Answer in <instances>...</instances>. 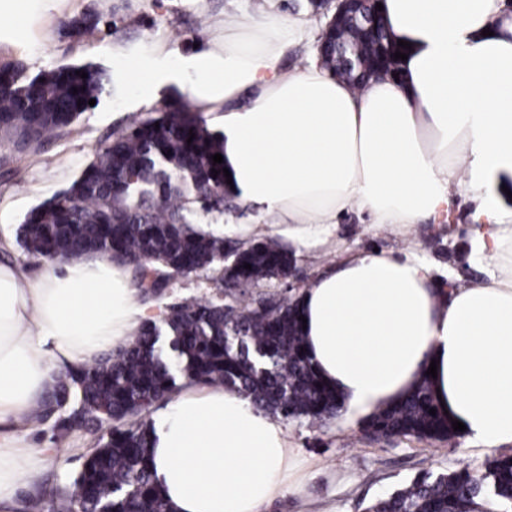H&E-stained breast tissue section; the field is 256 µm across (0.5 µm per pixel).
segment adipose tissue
Instances as JSON below:
<instances>
[{
  "mask_svg": "<svg viewBox=\"0 0 512 512\" xmlns=\"http://www.w3.org/2000/svg\"><path fill=\"white\" fill-rule=\"evenodd\" d=\"M47 0H0V47L19 46ZM392 39L409 42L399 78L361 92L308 61L279 60L310 21L271 11L224 22V35L175 57L133 51L134 108L186 83L222 126L233 193L272 217L300 249L333 241L344 211L408 233L447 222L455 194L472 197L470 255L483 279L432 290V268L410 253L340 256L300 300L305 350L348 419L408 396L441 394L468 441L512 447V209L495 183L512 176V13L505 0H383ZM124 266L91 254L38 277L0 263V503L38 474L26 417L62 367L93 364L149 317ZM436 378H428L429 366ZM149 468L172 512H258L294 471L284 426L235 390L185 385L151 417Z\"/></svg>",
  "mask_w": 512,
  "mask_h": 512,
  "instance_id": "adipose-tissue-1",
  "label": "adipose tissue"
}]
</instances>
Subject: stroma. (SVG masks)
I'll return each instance as SVG.
<instances>
[{"instance_id":"obj_1","label":"stroma","mask_w":512,"mask_h":512,"mask_svg":"<svg viewBox=\"0 0 512 512\" xmlns=\"http://www.w3.org/2000/svg\"><path fill=\"white\" fill-rule=\"evenodd\" d=\"M277 11L309 13L314 29L301 45L282 59L290 70L315 59L325 16L312 12L308 0H275ZM98 12L100 36L94 41L77 39L66 28V20L84 11ZM262 9L254 0H55L43 24L28 44L19 50L0 49V61L22 64L27 77L61 64L89 65L106 76L119 77L134 68L133 59L123 56V48L149 49L165 42L181 55L219 39L224 21L235 16L256 19ZM135 92L134 84L124 86L122 94L104 89L96 106L72 125L68 134L45 142L37 152H17L9 142L0 143V262L16 261L37 275L42 259L28 255L18 244L20 225L27 214L44 200L66 188L92 160L98 144L113 131L139 119L157 115L173 99L187 94L186 84L162 88L150 107L129 110L127 103ZM473 203L457 195L450 223L418 224L409 236L371 224L366 213H348L336 228V248L340 251H371L401 256L418 253L435 268L437 285L463 284L479 280L483 266L471 261L466 251L471 232L469 213ZM258 211L233 200L223 213H197V225L221 233L225 240L241 242L239 225L260 222ZM294 277L299 287L286 290L279 280L263 281L258 290L269 296L285 293L300 295L319 270L331 262V255L295 250ZM221 267L170 279L165 295L146 301L155 320H162L169 304L194 297L209 301L219 296ZM284 427L296 457L300 488L284 493L260 512H362L363 503L392 492L415 476L430 472L450 473L469 467L472 473H485L488 461L477 444L457 437L455 443L425 442L412 437L373 440L359 422L338 419L318 427L308 421H288ZM98 432H74L54 437L50 425L34 427L30 442L44 450L45 461L37 480L22 490L12 506L0 512H46L62 489H72L73 478L86 454L96 448Z\"/></svg>"}]
</instances>
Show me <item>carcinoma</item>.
<instances>
[{"label": "carcinoma", "mask_w": 512, "mask_h": 512, "mask_svg": "<svg viewBox=\"0 0 512 512\" xmlns=\"http://www.w3.org/2000/svg\"><path fill=\"white\" fill-rule=\"evenodd\" d=\"M344 15L337 33L320 38L322 64L346 77L354 89L366 79L398 69L393 42L376 3ZM100 18L83 14L66 22L92 38ZM85 72L82 78L76 72ZM104 90L101 73L89 66L59 65L26 78L15 61L0 63V134L17 151L67 133L91 99ZM192 142H187L189 133ZM221 137L211 133L193 101L182 98L155 117L134 122L97 147L93 159L71 184L34 208L20 226L26 253L45 260L78 259L98 253L134 264L142 298L162 295L171 274L190 275L224 262V238L196 227L197 209L216 205L213 192L230 199ZM217 173H212V170ZM234 271L223 275L222 301L189 298L167 308L163 327L142 326L137 336L100 362L67 370L50 384L43 404L28 419L55 418L61 434L105 429L107 438L88 454L74 478L76 493L59 508L81 505L96 512H170L147 465L149 424L135 422L167 398L177 380L237 390L259 410L286 420L324 426L341 416L339 396L321 383L302 351L305 338L299 300L253 298L245 289L288 276L292 253L273 238L237 245ZM250 264L251 269L244 268ZM76 405L68 406L71 398ZM435 408L428 382L400 403L380 408L365 424L377 439L414 437L446 441L456 435ZM512 512V457L489 461L481 477L462 468L417 477L369 504L365 512Z\"/></svg>", "instance_id": "obj_1"}]
</instances>
